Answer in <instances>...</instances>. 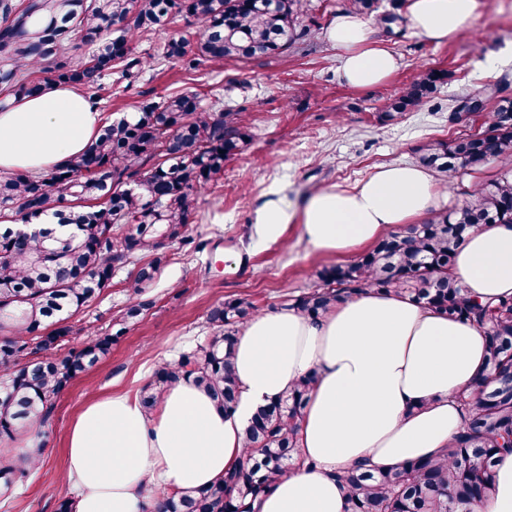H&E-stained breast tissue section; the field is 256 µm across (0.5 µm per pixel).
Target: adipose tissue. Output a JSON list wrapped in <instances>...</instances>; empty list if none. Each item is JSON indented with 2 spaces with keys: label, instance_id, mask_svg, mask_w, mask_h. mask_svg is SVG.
Instances as JSON below:
<instances>
[{
  "label": "adipose tissue",
  "instance_id": "1",
  "mask_svg": "<svg viewBox=\"0 0 512 512\" xmlns=\"http://www.w3.org/2000/svg\"><path fill=\"white\" fill-rule=\"evenodd\" d=\"M478 0H411L413 29L453 41ZM344 81L383 83L397 61L370 21L339 13L327 31ZM102 120L96 106L52 84L0 110V171L39 174L82 152ZM441 192L417 165H384L365 179L315 193L302 234L322 253L347 257L384 233L430 218ZM293 219L282 201L260 209L252 241L282 239ZM452 275L471 296L512 295V224L470 229ZM487 333L395 293L365 291L313 320L282 308L252 317L237 337L236 410L227 415L189 380L169 388L153 412L114 394L88 403L70 428L66 479L74 512H148L152 491L212 486L245 457L242 432L259 406L304 376L314 383L300 423L298 455L254 512H344L335 471L357 464L387 469L436 456L462 426L456 401L483 369Z\"/></svg>",
  "mask_w": 512,
  "mask_h": 512
}]
</instances>
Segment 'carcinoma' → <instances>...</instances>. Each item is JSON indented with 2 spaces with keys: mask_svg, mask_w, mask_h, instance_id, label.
Instances as JSON below:
<instances>
[{
  "mask_svg": "<svg viewBox=\"0 0 512 512\" xmlns=\"http://www.w3.org/2000/svg\"><path fill=\"white\" fill-rule=\"evenodd\" d=\"M304 0H0V107L31 97L50 83L73 85L93 103L127 91L146 66L172 59L194 70L203 62H246L276 56L311 32L302 25ZM189 15L203 23L190 41L170 37L149 56L134 52L136 35L169 28ZM445 74H419L386 106L393 119L421 107ZM250 134L241 113L201 105L197 95L164 96L101 126L79 154L41 175H0V442L44 426L55 401L80 372L107 355L151 302L143 299L170 243H190L199 189L215 184L224 162L240 154ZM421 160L443 182L490 160L500 177L475 187L449 213L383 236L359 259L325 266L321 285L289 307L316 319L366 290L395 292L451 319L472 321L489 336L485 370L469 394L462 430L437 456L387 470L358 465L334 473L345 512H470L490 497L501 456L512 452V296L483 303L450 276L454 254L477 224H512V99L499 100L485 130L420 147ZM73 228L57 235L36 224L43 216ZM149 252L153 259L141 261ZM131 265L128 304L113 334L95 335L65 356L69 320ZM257 308L240 299L212 307V334L175 362L160 365L141 390L151 411L166 389L191 380L216 406L235 409L236 336ZM314 381L302 378L260 407L242 433L246 455L214 485L166 492L156 512H252L256 498L296 461L300 419ZM45 441L0 453V495L8 496L42 461Z\"/></svg>",
  "mask_w": 512,
  "mask_h": 512,
  "instance_id": "1",
  "label": "carcinoma"
}]
</instances>
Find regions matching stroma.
Wrapping results in <instances>:
<instances>
[{
  "instance_id": "obj_1",
  "label": "stroma",
  "mask_w": 512,
  "mask_h": 512,
  "mask_svg": "<svg viewBox=\"0 0 512 512\" xmlns=\"http://www.w3.org/2000/svg\"><path fill=\"white\" fill-rule=\"evenodd\" d=\"M407 2L380 0L369 16L398 60L380 86L355 88L338 72L337 52L326 31L346 10V0H307L304 20L317 29L288 52L246 63L205 62L193 71L165 61L145 68L127 93L103 109V117L115 119L160 96L193 92L204 106L241 113L251 141L225 162L217 185L198 194L191 231L204 250L177 242L168 246L145 292L150 308L106 357L61 392L44 429L42 463L11 495L0 497V512H56L71 494L65 473L72 420L94 398L139 393L160 365L203 342L211 333L207 314L214 304L241 298L258 312L275 310L313 288L318 272L335 264V257L302 240L297 219L281 241L255 248L253 224L265 200L279 195L299 211L321 189L355 184L384 164L417 163L421 145L483 129L485 114L494 111L497 100L512 98V0H478L472 23L442 45L414 33ZM391 12L396 21L384 23L383 14ZM430 69L447 74L431 98L417 111L382 118L384 103ZM471 97L485 99V112L453 115V108ZM132 273L129 266L116 270L109 286L73 318L79 333L70 347L87 341L89 333L111 331L128 303Z\"/></svg>"
}]
</instances>
